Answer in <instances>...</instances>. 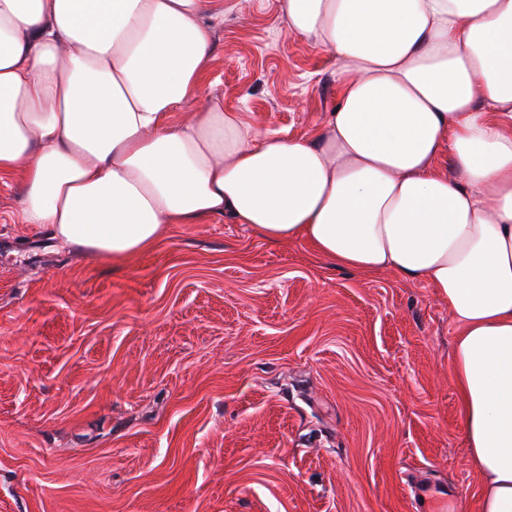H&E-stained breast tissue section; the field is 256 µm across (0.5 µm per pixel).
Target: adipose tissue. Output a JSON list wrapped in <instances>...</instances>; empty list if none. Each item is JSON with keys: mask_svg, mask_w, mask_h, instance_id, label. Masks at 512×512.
<instances>
[{"mask_svg": "<svg viewBox=\"0 0 512 512\" xmlns=\"http://www.w3.org/2000/svg\"><path fill=\"white\" fill-rule=\"evenodd\" d=\"M216 0H0V176L21 224L119 267L229 217L332 265L426 280L457 327L481 512H512V0H281L333 60L309 137L208 101ZM448 156L451 171L437 162Z\"/></svg>", "mask_w": 512, "mask_h": 512, "instance_id": "adipose-tissue-1", "label": "adipose tissue"}]
</instances>
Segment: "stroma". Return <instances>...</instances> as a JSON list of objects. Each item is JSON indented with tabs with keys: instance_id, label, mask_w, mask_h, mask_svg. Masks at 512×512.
<instances>
[{
	"instance_id": "stroma-1",
	"label": "stroma",
	"mask_w": 512,
	"mask_h": 512,
	"mask_svg": "<svg viewBox=\"0 0 512 512\" xmlns=\"http://www.w3.org/2000/svg\"><path fill=\"white\" fill-rule=\"evenodd\" d=\"M210 97L309 135L333 62L279 0H222ZM0 178V512H480L426 281L331 266L231 219L170 224L122 268L18 224Z\"/></svg>"
}]
</instances>
